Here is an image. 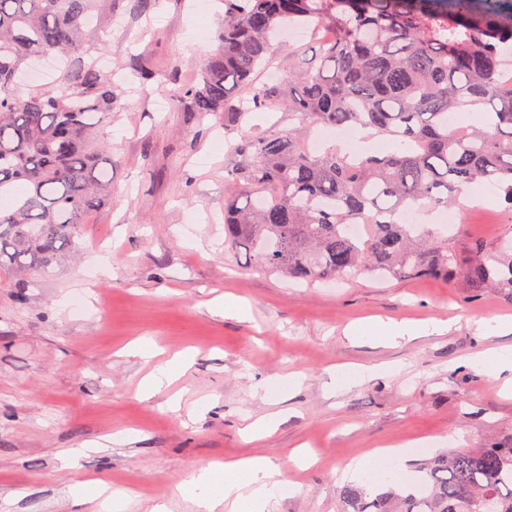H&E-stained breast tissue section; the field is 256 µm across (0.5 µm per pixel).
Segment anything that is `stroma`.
<instances>
[{"label":"stroma","instance_id":"stroma-1","mask_svg":"<svg viewBox=\"0 0 512 512\" xmlns=\"http://www.w3.org/2000/svg\"><path fill=\"white\" fill-rule=\"evenodd\" d=\"M191 2L161 0L144 17L104 0L95 17L106 67L126 86L104 133L112 200L51 275L0 271V512H98L74 507L68 488L106 477L138 485L130 512H199L185 496L198 470L251 455L283 466L292 487L270 512H341L342 474L370 449L416 436L432 453L512 439V394L464 363L512 345V333L478 327L512 317L511 301L428 277L310 285L225 251L224 118L198 121L176 97L216 52L224 9ZM142 65L164 82V107L132 89ZM511 226L494 192L467 209L462 237L492 241ZM224 297L247 317L215 312ZM434 317L449 331L396 346L347 335L358 323ZM142 336L159 360L191 359L147 400L140 384L154 363L131 350ZM340 365L389 371L340 389L329 375ZM289 373L299 388L257 392ZM269 414L277 430L246 441L244 422ZM70 448L84 451L74 468Z\"/></svg>","mask_w":512,"mask_h":512}]
</instances>
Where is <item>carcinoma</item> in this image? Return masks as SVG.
<instances>
[{"instance_id":"1","label":"carcinoma","mask_w":512,"mask_h":512,"mask_svg":"<svg viewBox=\"0 0 512 512\" xmlns=\"http://www.w3.org/2000/svg\"><path fill=\"white\" fill-rule=\"evenodd\" d=\"M102 0H0V270L50 274L79 227L112 196L104 130L121 90L94 60L90 18ZM219 49L179 102L224 113V245L290 278L443 276L512 301V241L433 236L402 224L409 208L460 205L492 183L512 211V12L501 0H223ZM306 26L315 47L288 51V78L261 83L272 35ZM61 63L60 85L22 86L35 60ZM253 112H285L288 130L241 131ZM470 112L462 128L448 114ZM366 130L385 152L316 150L315 130ZM346 224L364 234L347 235ZM415 483L341 490L342 512H512V439L448 451L415 466Z\"/></svg>"}]
</instances>
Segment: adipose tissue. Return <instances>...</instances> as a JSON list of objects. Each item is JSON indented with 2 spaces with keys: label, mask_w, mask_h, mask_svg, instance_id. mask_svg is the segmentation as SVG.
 <instances>
[{
  "label": "adipose tissue",
  "mask_w": 512,
  "mask_h": 512,
  "mask_svg": "<svg viewBox=\"0 0 512 512\" xmlns=\"http://www.w3.org/2000/svg\"><path fill=\"white\" fill-rule=\"evenodd\" d=\"M446 322L430 319L423 324L388 323L377 328L358 326L350 336L355 341L397 344L421 336L442 334ZM408 449L384 448L378 453L353 461L346 475L367 489L374 490L390 482L406 483L409 478ZM286 481L267 459L250 456L228 463H213L193 478L191 496L201 512H221L231 503L233 512H267L280 495ZM74 503L98 501L102 512H126L130 499L125 491L113 490L101 481L76 483L70 489Z\"/></svg>",
  "instance_id": "1"
}]
</instances>
